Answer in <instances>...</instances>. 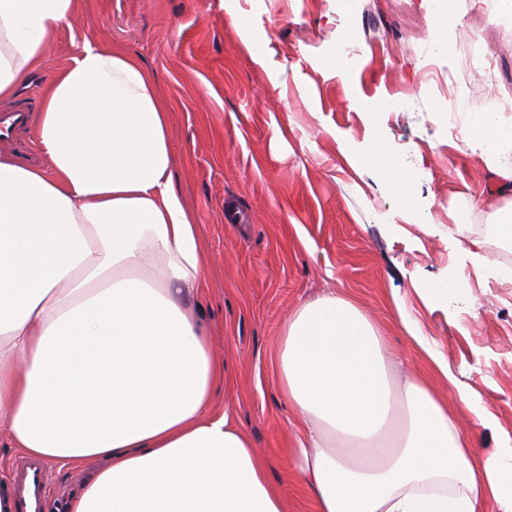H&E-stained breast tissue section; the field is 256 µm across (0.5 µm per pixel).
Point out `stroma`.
<instances>
[{
	"instance_id": "1",
	"label": "stroma",
	"mask_w": 512,
	"mask_h": 512,
	"mask_svg": "<svg viewBox=\"0 0 512 512\" xmlns=\"http://www.w3.org/2000/svg\"><path fill=\"white\" fill-rule=\"evenodd\" d=\"M76 0L42 70L0 115L36 112L47 78L84 41L141 60L170 115L174 182L193 212L209 263L189 304L224 348L230 381L217 406L264 453L291 512H315L287 480L292 429L273 376L288 311L325 290L357 299L391 345L421 356L397 325L403 300L458 378L496 416L492 433L464 427L477 449L512 439V284L456 247L512 250L491 209L512 207L449 121L454 105L493 123L512 93V16L488 17L473 0ZM266 58L254 63L238 27ZM433 63L444 86L425 81ZM283 84L273 87L270 74ZM385 151L376 154L374 142ZM410 201H403V192ZM455 278L447 299L421 288ZM45 512H65L84 469L46 465Z\"/></svg>"
}]
</instances>
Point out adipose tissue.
I'll return each instance as SVG.
<instances>
[{"label":"adipose tissue","mask_w":512,"mask_h":512,"mask_svg":"<svg viewBox=\"0 0 512 512\" xmlns=\"http://www.w3.org/2000/svg\"><path fill=\"white\" fill-rule=\"evenodd\" d=\"M76 0H0V102L39 71ZM41 165L0 153V431L92 475L68 512H289L247 432L213 405L224 356L187 304L205 280L153 76L84 42L44 86ZM512 191V114L465 124ZM430 385L355 299L295 303L273 364L294 427L289 476L316 512H512V448L404 303Z\"/></svg>","instance_id":"obj_1"}]
</instances>
